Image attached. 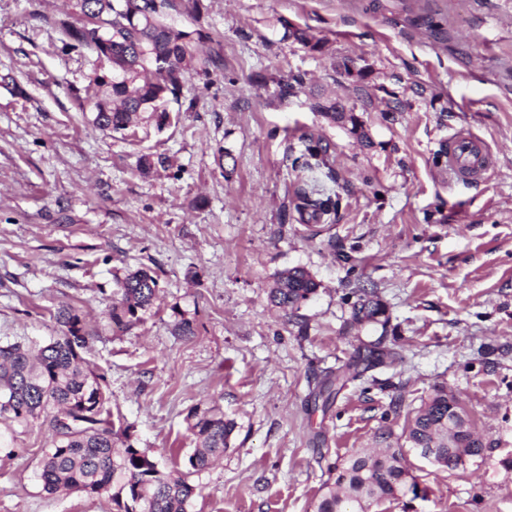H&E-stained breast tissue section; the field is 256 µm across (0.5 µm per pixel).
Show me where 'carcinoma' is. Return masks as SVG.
I'll use <instances>...</instances> for the list:
<instances>
[{"mask_svg": "<svg viewBox=\"0 0 512 512\" xmlns=\"http://www.w3.org/2000/svg\"><path fill=\"white\" fill-rule=\"evenodd\" d=\"M69 18L60 21L74 46L92 51L98 60L112 63V79L93 72L99 87L91 99L94 127L122 133L139 120L162 129L169 121L167 104L179 101L192 74L219 67V60L203 52L205 36L179 29L169 22L171 12L199 10V0H69ZM313 110L338 123L365 145L372 142L363 123L336 98L318 97ZM303 170L327 167L330 144L302 140ZM295 210L323 222L341 205L338 194L314 191L310 179L295 186ZM110 319L125 330L140 322L157 298V280L144 269L114 275ZM318 289L303 267L286 268L275 275L269 302L282 310H297ZM352 321L387 325L386 307L362 290L353 304ZM60 335L46 344L0 346V426L43 420L52 431V448L43 459L39 479L50 493L59 490L110 494L117 512H188L196 486L193 474L204 471L229 448L235 422L213 405L195 407L186 417L187 429L198 446L188 457L187 472L173 476L146 451L130 443L127 430L115 429L106 375L89 367L82 353L91 334L84 318L69 307L57 310ZM396 352L378 341L358 355L356 364L370 368L393 358ZM343 372L326 375L314 401L326 409L344 386ZM69 420L61 430L58 418ZM401 437L409 447L434 449V463L460 471L484 457L485 443L471 430L467 407L448 390H433L419 407L408 412ZM417 484L404 464L403 446L383 448L377 454L357 451L339 468L318 500L315 512H366L375 503L394 501L416 493Z\"/></svg>", "mask_w": 512, "mask_h": 512, "instance_id": "obj_1", "label": "carcinoma"}]
</instances>
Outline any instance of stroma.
Listing matches in <instances>:
<instances>
[{
  "label": "stroma",
  "mask_w": 512,
  "mask_h": 512,
  "mask_svg": "<svg viewBox=\"0 0 512 512\" xmlns=\"http://www.w3.org/2000/svg\"><path fill=\"white\" fill-rule=\"evenodd\" d=\"M65 11L0 0V345L49 341L57 309L76 310L114 418L174 473L195 448L189 410L223 408L236 428L191 476L190 512H314L337 467L436 386L471 411L483 459L448 473L406 449L426 498L370 512H512V0H200L172 21L206 33L221 68L189 77L164 130L122 135L92 124L98 60L71 48ZM316 96L353 107L372 147L312 111ZM456 129L491 146L483 183L440 165ZM304 135L330 143L336 178L318 186L341 198L319 224L289 194ZM144 155L165 164L143 176ZM294 266L320 288L285 312L267 292ZM124 267L150 270L159 293L119 331L109 306ZM363 288L387 325H350ZM181 319L193 335H174ZM382 335L401 360L316 408L317 379ZM0 438V512H116L105 494L43 489L46 423Z\"/></svg>",
  "instance_id": "35a3bbf8"
}]
</instances>
